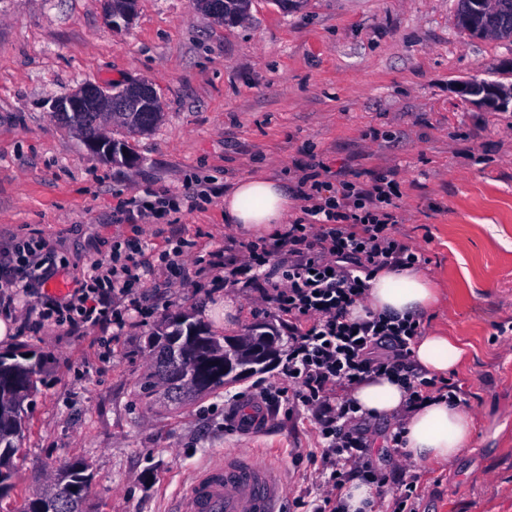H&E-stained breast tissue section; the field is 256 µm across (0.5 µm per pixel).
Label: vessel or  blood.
Instances as JSON below:
<instances>
[{
  "label": "vessel or blood",
  "instance_id": "obj_1",
  "mask_svg": "<svg viewBox=\"0 0 512 512\" xmlns=\"http://www.w3.org/2000/svg\"><path fill=\"white\" fill-rule=\"evenodd\" d=\"M241 432L267 426L265 408L249 405L229 417ZM285 487L279 469L240 451L227 452L200 470L173 512H282Z\"/></svg>",
  "mask_w": 512,
  "mask_h": 512
}]
</instances>
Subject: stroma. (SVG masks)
Wrapping results in <instances>:
<instances>
[{
    "mask_svg": "<svg viewBox=\"0 0 512 512\" xmlns=\"http://www.w3.org/2000/svg\"><path fill=\"white\" fill-rule=\"evenodd\" d=\"M105 0H0V243L46 241L58 271L47 288L80 287L92 260L115 240L147 245L186 240L184 277L164 295L141 286L148 311L125 328L32 329L27 307L7 311L14 333L0 351L34 352L44 372L27 406L12 504L51 468H90V512H169L197 468L227 451L251 453L282 470L286 512L321 466L313 426L279 411L256 436L224 420L225 396L281 381L279 364L227 384L223 393L177 410L137 396L151 363L150 338L182 316L219 336L262 323L284 332L258 287L207 292L214 273L199 262L238 236L224 221L223 192L265 175L296 189L308 163L398 184L397 235L420 248L423 273L440 293L425 331L458 337L468 350L450 371L474 419V442L449 463L418 464L389 449L393 421L374 419L371 456L387 477L380 502L416 477V512H512V108L496 111L460 84L512 83V42L476 38L458 25L456 0H299L281 10L253 0L247 19L219 23L196 0H138L129 26L107 25ZM153 84L163 116L129 136L130 162L90 150L53 105L85 83ZM220 191L189 203L195 178ZM184 196L173 224L133 227L119 207L144 188Z\"/></svg>",
    "mask_w": 512,
    "mask_h": 512,
    "instance_id": "stroma-1",
    "label": "stroma"
}]
</instances>
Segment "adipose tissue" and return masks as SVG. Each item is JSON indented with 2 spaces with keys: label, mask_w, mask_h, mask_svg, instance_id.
<instances>
[{
  "label": "adipose tissue",
  "mask_w": 512,
  "mask_h": 512,
  "mask_svg": "<svg viewBox=\"0 0 512 512\" xmlns=\"http://www.w3.org/2000/svg\"><path fill=\"white\" fill-rule=\"evenodd\" d=\"M295 211L286 183L263 176H246L224 196V218L246 234L260 237L272 226L287 223ZM438 296L422 271L394 267L380 271L370 282L364 302L351 308L355 318L367 312L418 318L434 307ZM467 351L452 336L427 333L411 347L414 363L430 375H443L461 366ZM360 414L373 419L402 414L404 449L418 464L453 460L473 441L470 413L459 404L436 397L408 406L402 384L388 376H371L351 391Z\"/></svg>",
  "instance_id": "obj_1"
}]
</instances>
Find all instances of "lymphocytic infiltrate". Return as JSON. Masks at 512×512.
<instances>
[{"instance_id": "lymphocytic-infiltrate-1", "label": "lymphocytic infiltrate", "mask_w": 512, "mask_h": 512, "mask_svg": "<svg viewBox=\"0 0 512 512\" xmlns=\"http://www.w3.org/2000/svg\"><path fill=\"white\" fill-rule=\"evenodd\" d=\"M299 184L300 214L272 242L231 238L212 262L224 269L218 287L263 281L262 297L288 331V350L280 362L281 385L255 384L254 395L313 422L322 466L300 505L304 512H340L347 483L375 474L367 420L357 415L348 390L368 376L391 374L403 382L413 405L435 395L454 402L458 395L455 383L425 377L413 364L411 345L423 333L420 319L349 316L350 307L365 300L375 274L427 262L394 231L395 180L382 174L369 183L333 184L312 171ZM130 205L141 224L167 220L180 208L177 197L150 189ZM55 266L45 241L13 238L0 245V288L22 298L40 294L38 324L121 329L131 313L141 312L140 286L156 264L143 260L141 246L113 244L108 259L91 262L81 288L62 297L46 288Z\"/></svg>"}]
</instances>
